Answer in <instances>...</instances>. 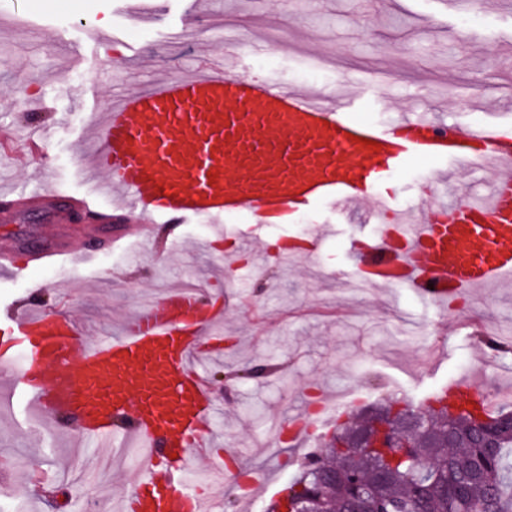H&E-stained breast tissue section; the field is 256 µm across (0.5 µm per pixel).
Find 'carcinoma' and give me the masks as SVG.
<instances>
[{"instance_id": "cac0c4a2", "label": "carcinoma", "mask_w": 512, "mask_h": 512, "mask_svg": "<svg viewBox=\"0 0 512 512\" xmlns=\"http://www.w3.org/2000/svg\"><path fill=\"white\" fill-rule=\"evenodd\" d=\"M393 413L405 447H368ZM282 496L298 512H512V409L475 419L444 399L393 397L337 426Z\"/></svg>"}]
</instances>
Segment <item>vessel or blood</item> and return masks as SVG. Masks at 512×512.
Here are the masks:
<instances>
[{
  "instance_id": "vessel-or-blood-1",
  "label": "vessel or blood",
  "mask_w": 512,
  "mask_h": 512,
  "mask_svg": "<svg viewBox=\"0 0 512 512\" xmlns=\"http://www.w3.org/2000/svg\"><path fill=\"white\" fill-rule=\"evenodd\" d=\"M355 102L271 87L222 62L155 81L120 96L96 128L89 163L121 192L115 211L143 221L220 223L245 213L254 223H287L323 205L344 212L369 203L381 237L349 248L352 274L372 286L411 289L438 307L474 289L512 280V126L490 121L460 135L426 112L364 121ZM411 159L444 169L492 162L488 200L447 210L424 206L417 223L398 208L393 183ZM54 211L101 216L89 197L55 193ZM222 294L183 285L129 318L121 335L83 343L77 324L38 297L0 316V373L23 414L74 420L85 441L136 446L141 462L123 512H208L192 487L194 458L210 446L218 407L209 376L194 360L222 353L212 326ZM448 401L491 399L471 381L444 387Z\"/></svg>"
}]
</instances>
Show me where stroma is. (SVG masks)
I'll list each match as a JSON object with an SVG mask.
<instances>
[{
  "mask_svg": "<svg viewBox=\"0 0 512 512\" xmlns=\"http://www.w3.org/2000/svg\"><path fill=\"white\" fill-rule=\"evenodd\" d=\"M464 19L437 0H0V128L13 129L18 152L35 134L52 156L47 166L37 155L19 165L0 162V193L88 190L82 148L95 115L157 75L191 73L201 59L223 54L230 35L249 73L276 56L269 79L338 99L359 95L367 118L394 119L404 106L458 131L479 119L512 124V9L493 8L471 25ZM318 60L328 68L315 80L307 68ZM73 74L88 88L84 99L65 91ZM435 169L411 164L397 175L401 209L413 212L431 193L453 205L491 191L486 168L459 172L432 192ZM10 216L0 222V245L29 250L51 231L58 242H81L90 255L51 271L29 266L0 274V309L35 293L91 339L117 335L119 322L154 301L163 284L205 278L227 295L217 332L228 348L211 366L224 382L226 407L196 469L228 462L239 474L267 480L249 505L225 485L211 512H266L297 476L309 446H321L334 427L320 426L307 443L267 435L264 424L304 412L315 393L340 401L358 388L419 401L459 377L487 390L512 377V352L491 358L479 337L488 329L512 336V293L488 289L448 310L407 288L347 287L346 252L372 227L338 223L323 208L285 224H256L244 213L225 215L218 228L190 220L174 230L178 239L163 254L135 239L111 250L118 221L108 232L87 217L58 224L40 203L16 204ZM316 225L332 228L316 257L271 253ZM107 457L97 448L79 450L51 422L36 418L19 427L0 407V498L11 512H80L86 498L114 512L127 469L105 467Z\"/></svg>",
  "mask_w": 512,
  "mask_h": 512,
  "instance_id": "obj_1",
  "label": "stroma"
}]
</instances>
